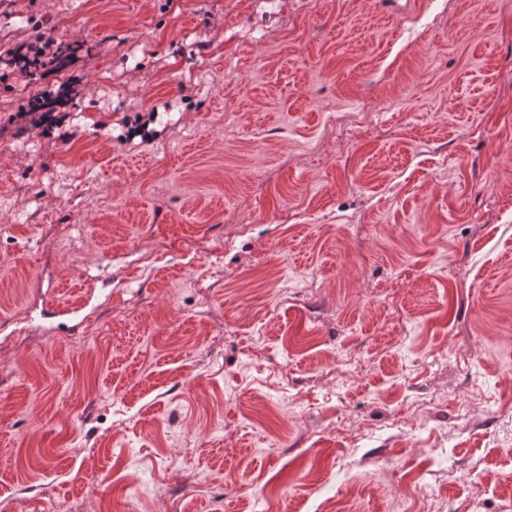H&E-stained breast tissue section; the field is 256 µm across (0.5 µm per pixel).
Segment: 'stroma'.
I'll return each mask as SVG.
<instances>
[{
  "label": "stroma",
  "mask_w": 512,
  "mask_h": 512,
  "mask_svg": "<svg viewBox=\"0 0 512 512\" xmlns=\"http://www.w3.org/2000/svg\"><path fill=\"white\" fill-rule=\"evenodd\" d=\"M43 29L0 512H512V0H0ZM82 45L59 43L53 38H41L34 43H25L12 49L6 59L7 65L20 71L24 76H33L38 69L52 70L76 62ZM33 69V70H31ZM74 87V85L63 83L60 84L56 90H46L43 95L40 96L34 104H32L28 111L22 110L21 112H16V115H10L7 124L14 123L17 118L24 117L39 111H42L38 118L42 123L46 118L51 117V112L45 111L49 108L50 105L65 104L67 101L72 99V95L77 94Z\"/></svg>",
  "instance_id": "stroma-1"
}]
</instances>
